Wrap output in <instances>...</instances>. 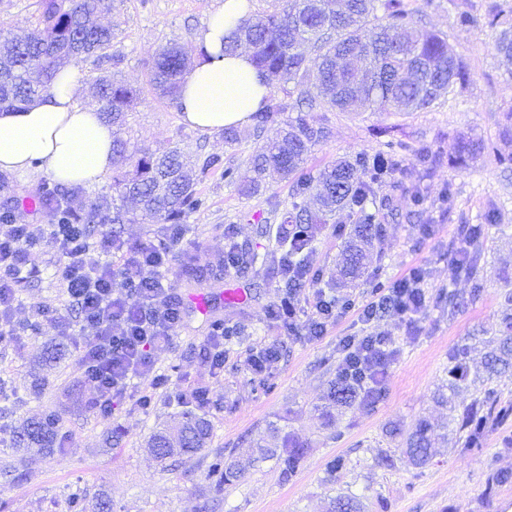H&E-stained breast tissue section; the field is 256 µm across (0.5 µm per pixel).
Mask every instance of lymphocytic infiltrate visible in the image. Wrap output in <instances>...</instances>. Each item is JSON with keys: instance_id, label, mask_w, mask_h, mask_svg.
Masks as SVG:
<instances>
[{"instance_id": "obj_1", "label": "lymphocytic infiltrate", "mask_w": 512, "mask_h": 512, "mask_svg": "<svg viewBox=\"0 0 512 512\" xmlns=\"http://www.w3.org/2000/svg\"><path fill=\"white\" fill-rule=\"evenodd\" d=\"M48 238L65 259L62 286L67 312L58 314V327L70 325L69 311L80 323L78 352L82 372L101 400L99 411H112L113 397L126 393L132 380L153 378L155 353L168 348L181 320L165 273L169 249L143 244L126 250L108 234L93 244H81L68 225L41 229L32 224H0V335L16 336L18 307L16 270L31 244ZM425 304L418 271L393 282L378 300L362 306L359 317L372 330L344 338L338 372L347 381L382 385L394 356L392 338L375 330L384 315L412 323Z\"/></svg>"}]
</instances>
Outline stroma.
Here are the masks:
<instances>
[{
	"mask_svg": "<svg viewBox=\"0 0 512 512\" xmlns=\"http://www.w3.org/2000/svg\"><path fill=\"white\" fill-rule=\"evenodd\" d=\"M406 2L421 29L447 36L469 78L422 112L326 113L331 135L312 148L305 164L308 171L318 172L342 157L392 147L405 169L398 186L377 189L386 205L378 215L382 240L366 260L370 284L337 286L336 260L343 241L334 228H327L310 246L308 261L327 296L350 298L351 310L339 314L326 334L313 340L302 330L272 322L268 309L285 295V279L260 229L280 223L282 211L291 206L292 183L275 179L265 191L248 196L240 183L225 182L222 170L212 171L197 186L205 205L187 217L186 232L167 269L182 309L169 348L154 356L155 371L167 384L155 389L137 383L114 399L111 414L105 416L88 408L94 391L76 385L81 374L76 339L62 335L55 323L64 305L62 257L48 243L29 249L16 320L21 325L34 321L38 327L21 340L0 341V379L8 380L13 391L9 423L17 426L44 410L57 411L65 451L24 456L11 448L9 435L0 432V512H70L73 495L91 498L100 493L110 497L112 512H328L331 498L350 493L360 497L364 512H512V485L492 498L483 496L494 473L512 470V448L503 445L504 436L512 435V422L490 432L478 448L460 443L437 446L422 467L413 466L399 442L386 434L393 425L406 430L420 417L441 416L434 399L447 377L448 353L469 337L496 327L503 313L499 274L512 270V170L498 163L499 154L512 152V141L499 136L502 116L512 109V73L494 49V29L481 22L457 26L459 0ZM218 4L219 0H113L111 12L101 17L115 32L113 59L99 67L79 63L83 85L77 101L94 103L95 77H117L141 92L125 131L131 144L152 152L176 146L192 162L217 155L243 176L256 146L253 126L240 127L232 143L225 141L223 132L193 129L183 123L178 106L157 100L148 86L156 52L175 42L187 55H195L198 37ZM461 135L482 137L494 148L468 167L445 163L424 176L419 148L429 147L447 160ZM47 179L36 168L17 175L19 221L52 223L51 212L29 204ZM274 201L279 204L275 210L270 207ZM491 211L506 229L490 227L471 241L468 251L479 260V279L474 282L457 272L448 244L455 240L459 225L483 223ZM233 246L252 251L254 265L225 268L224 254ZM190 247L198 248L204 263L220 269L221 277L187 282L181 274L182 252ZM415 267L421 270L426 292V306L415 328L389 316L375 326L392 337L398 350L381 397L326 421L319 407L336 377L341 340L367 334L370 328L359 317L361 307ZM477 283L483 288L480 297L449 315V292L468 296ZM229 289L240 290L242 300L227 301ZM199 297L205 299V308L197 307ZM217 321L227 332L224 366L219 370L202 353ZM59 342L65 345L60 360L51 370L41 371L42 357ZM266 345L276 347L277 359L263 371H252L250 355ZM41 374L48 386L36 397L30 388ZM195 388L209 394L202 414L212 428L210 445L195 455L160 464L145 442L156 427L190 409V402L174 399V391ZM144 395L150 398L146 407L140 403ZM273 424L303 444L300 469L286 478L275 460L246 461L242 475L223 492H215L206 477L215 453L265 437ZM383 451L394 456V467L377 466ZM336 456L344 457L347 467L330 482L325 468Z\"/></svg>",
	"mask_w": 512,
	"mask_h": 512,
	"instance_id": "obj_1",
	"label": "stroma"
}]
</instances>
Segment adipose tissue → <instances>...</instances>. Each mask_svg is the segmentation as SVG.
<instances>
[{
	"instance_id": "ef3b65f1",
	"label": "adipose tissue",
	"mask_w": 512,
	"mask_h": 512,
	"mask_svg": "<svg viewBox=\"0 0 512 512\" xmlns=\"http://www.w3.org/2000/svg\"><path fill=\"white\" fill-rule=\"evenodd\" d=\"M244 2L223 0L211 15L200 53L181 83L183 121L206 132L250 124L269 92L249 51H223ZM81 86L80 72L65 67L49 94L22 111H0V170L23 174L36 166L72 184L96 182L111 171L112 128L96 107L78 104Z\"/></svg>"
}]
</instances>
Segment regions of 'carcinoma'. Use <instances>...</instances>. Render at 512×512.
Here are the masks:
<instances>
[{
  "label": "carcinoma",
  "instance_id": "carcinoma-1",
  "mask_svg": "<svg viewBox=\"0 0 512 512\" xmlns=\"http://www.w3.org/2000/svg\"><path fill=\"white\" fill-rule=\"evenodd\" d=\"M111 0H40L34 21L22 34H16L0 47V111L20 109L45 95L61 67L70 61L93 60L99 66L112 61L109 53L114 33L98 18L110 9ZM488 24L497 28L495 50L512 58V5L507 0H488ZM249 48L259 73L270 82L278 80L306 87V95L291 103L271 96L264 99L256 116L258 145L250 156L252 177L245 193L257 195L266 189V175L273 172L294 179L292 212L276 233L278 246L286 248L282 261L295 262L301 239L311 243L328 219H347L354 227L345 241L340 258V277L355 283L364 274L367 253L382 236V226L367 212L376 204L375 186L404 174L400 161L391 152L372 156L359 153L333 163L317 173L303 168L306 156L317 144L329 138L330 130L319 113L328 110L356 112L365 106L386 111L394 105L407 112L430 108L443 94L465 79L463 62L448 45V39L431 33L421 36L416 21L403 0H283L273 13L250 15L236 25L233 36L224 42V51ZM319 60L312 66L309 52ZM185 72L180 50L165 46L153 59L149 86L156 98L178 102L180 80ZM101 101L100 115L112 124V175L110 190L97 191L89 207L60 211V202L86 191L83 186L44 182L38 196L44 208L62 213L63 223L78 225L87 239L95 234L100 220L99 199L117 196L134 201L140 209L161 224H181L200 209L203 200L197 184L221 158L207 156L192 167L186 166L177 150L161 155L144 149H129L121 137L127 117L140 91L112 78L94 80ZM296 116L284 119L282 115ZM488 149L481 138L461 137L450 163L467 166ZM313 195L321 210L311 211L296 199ZM456 270L475 280L478 258L465 255ZM504 288L500 298L505 315L496 334L486 340L487 352L478 363L470 358V346L463 344L448 352V393H440L439 403L448 406L449 422L456 436L468 448L481 447L486 435L512 420V401L502 399L493 379L512 372V273H502ZM470 393V403L460 407L455 397ZM381 392L345 381L341 376L329 384L328 408L323 416L331 419L330 408L350 407L357 401L376 400ZM436 427L419 420L403 435L404 452L414 465L424 466L431 459ZM211 426L204 416L190 410L173 425L155 432L148 440L151 454L160 460L175 455L197 454L208 447ZM60 416L46 410L13 430L16 448L36 447L46 453L61 448ZM258 461L274 458L285 476L293 475L303 462V445L293 436H283L281 447L267 448L258 443L250 448ZM235 461L218 455L208 476L221 489L238 477ZM73 512H111V500L98 496L90 502L76 496ZM359 498L338 495L330 512H362Z\"/></svg>",
  "mask_w": 512,
  "mask_h": 512
}]
</instances>
